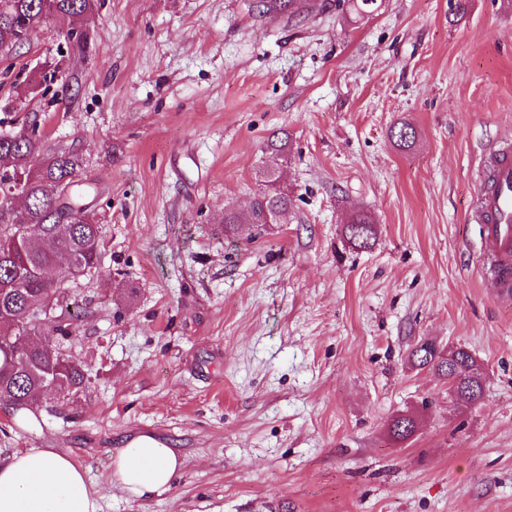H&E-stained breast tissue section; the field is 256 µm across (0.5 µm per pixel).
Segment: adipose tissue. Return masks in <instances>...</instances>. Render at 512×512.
I'll list each match as a JSON object with an SVG mask.
<instances>
[{"mask_svg": "<svg viewBox=\"0 0 512 512\" xmlns=\"http://www.w3.org/2000/svg\"><path fill=\"white\" fill-rule=\"evenodd\" d=\"M182 462L165 443L126 441L113 461L120 488L138 498L169 489ZM94 489L82 469L50 448H27L0 464V512H95Z\"/></svg>", "mask_w": 512, "mask_h": 512, "instance_id": "obj_1", "label": "adipose tissue"}]
</instances>
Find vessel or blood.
Masks as SVG:
<instances>
[{"instance_id": "1", "label": "vessel or blood", "mask_w": 512, "mask_h": 512, "mask_svg": "<svg viewBox=\"0 0 512 512\" xmlns=\"http://www.w3.org/2000/svg\"><path fill=\"white\" fill-rule=\"evenodd\" d=\"M469 220L481 230L488 286L495 297H512V143L490 152Z\"/></svg>"}]
</instances>
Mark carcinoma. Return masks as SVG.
Masks as SVG:
<instances>
[{"label":"carcinoma","instance_id":"obj_1","mask_svg":"<svg viewBox=\"0 0 512 512\" xmlns=\"http://www.w3.org/2000/svg\"><path fill=\"white\" fill-rule=\"evenodd\" d=\"M98 0H0V51L16 54L33 33L50 21H66L73 27L92 15ZM315 8L314 0H255L259 18ZM390 138L401 148L412 147L416 130L401 122L391 127ZM288 148V138L267 143L266 165L275 166ZM83 161L73 150L45 145L40 125L32 123L16 132H0V407L16 415L37 411L45 396L68 400L82 389V366L66 357L59 340L76 332L75 318L64 306L69 279L49 281V269L75 271V277L100 271L101 232L83 197L74 190ZM71 205L73 219L57 221V207ZM292 200L276 184L265 180L247 210H224V232L241 224L274 223L276 215H288ZM348 241L367 248L376 239V228L365 213L352 215L344 226ZM454 354L464 369H448V358L430 341L418 342L409 352L412 365L429 369L448 381L452 402L467 408L484 397L485 385L475 358L465 348ZM418 421L397 414L387 423V435L395 442L408 440Z\"/></svg>","mask_w":512,"mask_h":512}]
</instances>
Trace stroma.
I'll return each instance as SVG.
<instances>
[{"mask_svg":"<svg viewBox=\"0 0 512 512\" xmlns=\"http://www.w3.org/2000/svg\"><path fill=\"white\" fill-rule=\"evenodd\" d=\"M378 2L287 20L252 0H101L83 52L50 22L0 61V127L37 119L80 154L103 241L61 345L87 385L25 423L0 408V462L56 449L98 512H512V300L491 297L467 221L512 141V0L460 19L453 0ZM282 131L287 223L225 234ZM358 211L366 249L344 236ZM423 339L472 353L479 404L454 409L409 365ZM398 414L419 420L403 443ZM140 429L182 459L150 499L111 471ZM344 233L348 241L359 248L369 247L376 239L375 224L365 213L352 215L344 226ZM418 421L408 414H398L387 423V435L395 442L408 440L415 432Z\"/></svg>","mask_w":512,"mask_h":512,"instance_id":"stroma-1","label":"stroma"}]
</instances>
